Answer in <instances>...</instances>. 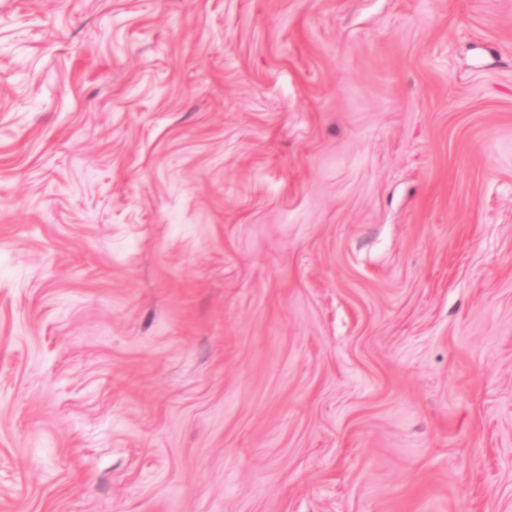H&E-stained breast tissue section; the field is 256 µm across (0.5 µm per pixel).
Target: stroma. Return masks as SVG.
<instances>
[{"label":"stroma","instance_id":"35a3bbf8","mask_svg":"<svg viewBox=\"0 0 512 512\" xmlns=\"http://www.w3.org/2000/svg\"><path fill=\"white\" fill-rule=\"evenodd\" d=\"M0 512H512V0H0Z\"/></svg>","mask_w":512,"mask_h":512}]
</instances>
